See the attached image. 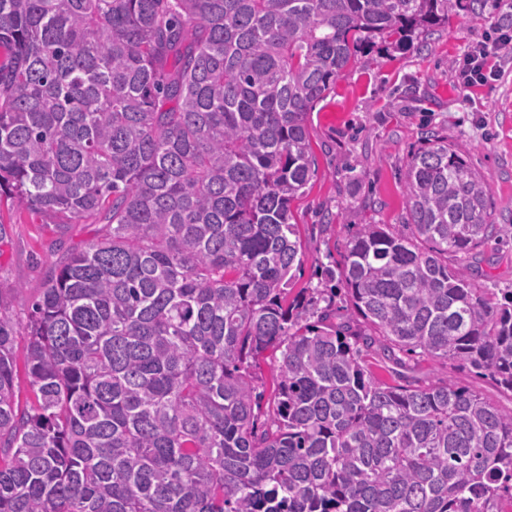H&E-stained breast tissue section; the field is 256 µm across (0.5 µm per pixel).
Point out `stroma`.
<instances>
[{
  "mask_svg": "<svg viewBox=\"0 0 512 512\" xmlns=\"http://www.w3.org/2000/svg\"><path fill=\"white\" fill-rule=\"evenodd\" d=\"M512 21V8L452 11L448 23L393 51L384 43L358 53L326 97L307 117L315 173L305 195L292 204L304 263L294 288L319 286V268L342 259L347 241L364 224H402L407 218L405 172L412 153L429 132L447 136L490 185L496 221L512 222V63L490 85L460 89L454 72L459 58L477 42ZM0 219L13 227L12 245L0 255V283L12 285L14 310L37 294L51 261L53 236L43 215L0 206ZM476 287L512 289V242L488 240L467 256ZM372 375L391 385L428 386L450 379L505 409L512 392L490 378L441 366L425 357L389 361L367 352Z\"/></svg>",
  "mask_w": 512,
  "mask_h": 512,
  "instance_id": "1",
  "label": "stroma"
}]
</instances>
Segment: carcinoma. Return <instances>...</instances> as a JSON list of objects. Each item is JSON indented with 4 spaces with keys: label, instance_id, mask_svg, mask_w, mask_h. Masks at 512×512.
<instances>
[{
    "label": "carcinoma",
    "instance_id": "obj_1",
    "mask_svg": "<svg viewBox=\"0 0 512 512\" xmlns=\"http://www.w3.org/2000/svg\"><path fill=\"white\" fill-rule=\"evenodd\" d=\"M488 5L0 0V201L51 219L57 255L25 320L0 287V512L512 508V409L362 361L421 352L512 391V290L448 264L512 225L448 138L411 155L407 223L362 225L337 287L288 299L314 103L356 50ZM76 224L98 228L75 246ZM341 290L366 329L333 322Z\"/></svg>",
    "mask_w": 512,
    "mask_h": 512
}]
</instances>
